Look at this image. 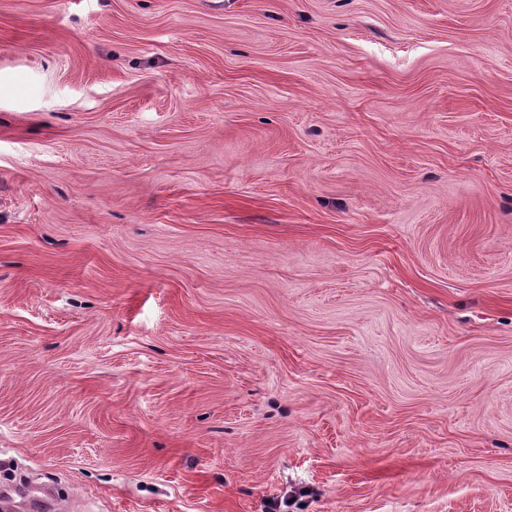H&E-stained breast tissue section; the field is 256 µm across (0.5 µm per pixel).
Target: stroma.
Masks as SVG:
<instances>
[{
    "label": "stroma",
    "instance_id": "1",
    "mask_svg": "<svg viewBox=\"0 0 512 512\" xmlns=\"http://www.w3.org/2000/svg\"><path fill=\"white\" fill-rule=\"evenodd\" d=\"M0 457L512 512V0H0Z\"/></svg>",
    "mask_w": 512,
    "mask_h": 512
}]
</instances>
